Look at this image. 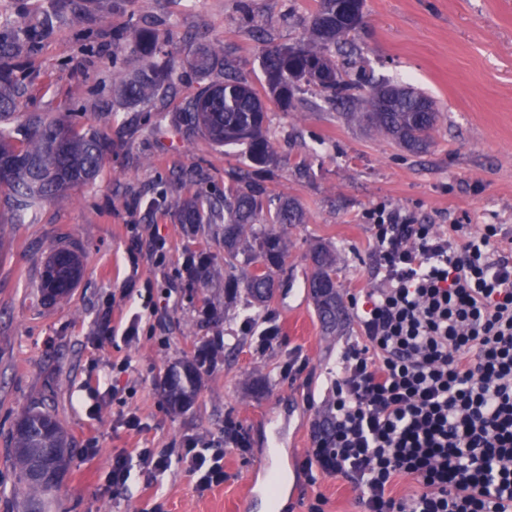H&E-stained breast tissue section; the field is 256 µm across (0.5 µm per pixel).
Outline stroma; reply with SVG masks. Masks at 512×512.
Here are the masks:
<instances>
[{"label":"stroma","instance_id":"obj_1","mask_svg":"<svg viewBox=\"0 0 512 512\" xmlns=\"http://www.w3.org/2000/svg\"><path fill=\"white\" fill-rule=\"evenodd\" d=\"M110 25L131 15L172 32L182 95L220 80L188 61L205 33L224 48L225 68L255 88L264 77L265 43L293 41L305 32L314 0H94ZM253 22H246V15ZM365 22L338 67L360 91L392 83L431 97L442 113L429 152L412 154L357 121L315 91L301 93L295 109L268 102V132L278 160L263 180L270 194L297 199L301 224L284 226L288 242L281 286L270 305L247 309L224 303V226L179 224L175 201L193 180L223 186L224 171L244 164L240 148H222L203 135L174 126L180 97L149 112L112 93V38H98L87 55L66 22L26 60L34 80L29 110L75 108V121L112 141L97 180L11 221L0 207V512H25L10 434L22 412L51 410L72 446L60 485L41 496V512H266L262 492H249L266 472L288 476L281 512H308L323 496L324 512H363L358 492L336 477L309 481L305 459L313 424L325 410L329 373L346 342L359 334L347 317L326 335L306 287L309 253L321 243L335 249L342 299L373 288L375 250L364 214L386 202L412 211L418 221L446 231L452 224L503 225L502 249L512 248V0H365ZM167 201L147 211L159 180ZM162 239L164 265L148 256ZM75 248L83 262L80 283L67 301L40 305V269L52 247ZM210 259L209 274L190 282V256ZM139 334L122 335L133 313ZM114 338L101 339L103 316ZM278 341L258 351L267 324ZM218 342L201 369L195 401L173 411L162 383L173 363ZM130 361L128 373L115 365ZM266 388L255 392L253 383ZM137 414L144 428L121 426ZM239 426L242 444H230L223 484L198 492L179 462L163 472L134 465L126 486L108 487L116 453L137 448H181L186 439L224 442L226 420ZM96 454H87V447Z\"/></svg>","mask_w":512,"mask_h":512}]
</instances>
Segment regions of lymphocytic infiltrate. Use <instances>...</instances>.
Returning a JSON list of instances; mask_svg holds the SVG:
<instances>
[{
  "label": "lymphocytic infiltrate",
  "mask_w": 512,
  "mask_h": 512,
  "mask_svg": "<svg viewBox=\"0 0 512 512\" xmlns=\"http://www.w3.org/2000/svg\"><path fill=\"white\" fill-rule=\"evenodd\" d=\"M365 218L378 285L353 308L361 338L336 358L305 466L350 482L366 512H512V258L490 247L503 227L437 233L386 203ZM224 454L118 453L110 483L176 459L204 492ZM403 478L419 492L397 495Z\"/></svg>",
  "instance_id": "lymphocytic-infiltrate-1"
}]
</instances>
